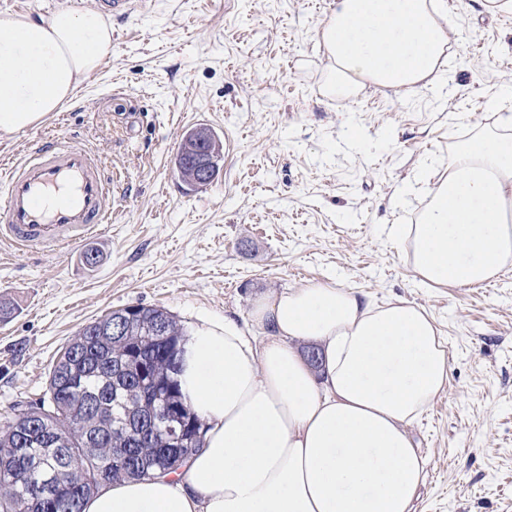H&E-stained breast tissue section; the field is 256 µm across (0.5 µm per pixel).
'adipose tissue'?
<instances>
[{
    "mask_svg": "<svg viewBox=\"0 0 512 512\" xmlns=\"http://www.w3.org/2000/svg\"><path fill=\"white\" fill-rule=\"evenodd\" d=\"M444 0H334L320 37L326 86L409 90L438 75L449 48ZM112 54L93 9L0 16V132L34 127ZM428 203L396 225L420 279L474 286L512 266V114L456 144ZM315 344L312 366L300 344ZM451 367L426 311L316 284L256 297L244 322L188 336L179 376L207 426L177 472L103 487L84 512H413L425 460L406 431Z\"/></svg>",
    "mask_w": 512,
    "mask_h": 512,
    "instance_id": "adipose-tissue-1",
    "label": "adipose tissue"
}]
</instances>
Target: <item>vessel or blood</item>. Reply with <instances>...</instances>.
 <instances>
[{
	"instance_id": "1",
	"label": "vessel or blood",
	"mask_w": 512,
	"mask_h": 512,
	"mask_svg": "<svg viewBox=\"0 0 512 512\" xmlns=\"http://www.w3.org/2000/svg\"><path fill=\"white\" fill-rule=\"evenodd\" d=\"M111 213L102 162L63 140L36 144L0 181V239L25 253L67 249L94 235Z\"/></svg>"
}]
</instances>
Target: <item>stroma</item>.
Returning <instances> with one entry per match:
<instances>
[{"label": "stroma", "mask_w": 512, "mask_h": 512, "mask_svg": "<svg viewBox=\"0 0 512 512\" xmlns=\"http://www.w3.org/2000/svg\"><path fill=\"white\" fill-rule=\"evenodd\" d=\"M332 0H140L112 55L35 128L0 133V169L37 136L91 150L115 179L111 223L56 253L0 248V425L39 402L62 347L96 317L159 306L187 329L247 319L261 293L335 282L426 309L447 343L444 391L412 423L426 461L414 512H512V270L482 287L422 282L392 234L459 141L512 99V12L447 0L440 76L328 95L319 31ZM224 144L209 187L174 171L184 133ZM98 255L87 265V251Z\"/></svg>", "instance_id": "stroma-1"}]
</instances>
